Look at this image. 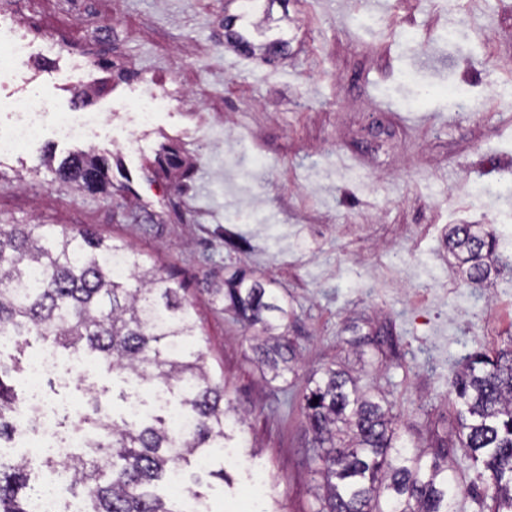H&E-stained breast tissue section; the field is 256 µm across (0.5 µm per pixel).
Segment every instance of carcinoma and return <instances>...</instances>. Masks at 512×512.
I'll use <instances>...</instances> for the list:
<instances>
[{"instance_id":"1","label":"carcinoma","mask_w":512,"mask_h":512,"mask_svg":"<svg viewBox=\"0 0 512 512\" xmlns=\"http://www.w3.org/2000/svg\"><path fill=\"white\" fill-rule=\"evenodd\" d=\"M153 166L171 173L179 169L177 154L164 147ZM109 170L107 158L78 151L59 163L56 174L98 192L111 185ZM448 252L471 282L512 271L484 224L454 226ZM115 257L128 274L113 273ZM181 291L183 285L146 267L139 253L101 235L54 224L0 225V335L17 344L34 337L140 387H162L191 421L177 434L167 415L132 422L92 402L77 424L89 433L87 447L68 464L69 486L83 498L85 512H181L156 488L173 469L217 452L228 439L224 425L231 407L224 406V387L214 382L198 347ZM208 292L244 325H262L251 349L270 380L295 373L296 345L282 332L288 312L273 289L238 269ZM348 343L383 353L376 336ZM13 371L0 362V443L16 434ZM450 385L462 405L453 447L486 484L478 512H512V341L465 358ZM300 411L326 489L317 512H457L448 439H436L430 451L403 439L386 397L360 387L345 368L329 366L311 376ZM28 468L21 458L0 461V512H29L31 495L23 493Z\"/></svg>"}]
</instances>
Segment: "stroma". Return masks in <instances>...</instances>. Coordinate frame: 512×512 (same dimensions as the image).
Here are the masks:
<instances>
[{
  "mask_svg": "<svg viewBox=\"0 0 512 512\" xmlns=\"http://www.w3.org/2000/svg\"><path fill=\"white\" fill-rule=\"evenodd\" d=\"M38 52L37 83L60 109L80 84L103 126L90 140L53 131L0 157V224L90 229L182 282L207 365L240 417L236 462L212 456L199 477L212 512H315L320 477L299 403L307 377L340 363L380 388L406 436L452 433V369L512 340V276L467 281L449 229L484 224L512 255V189L470 203V182L512 173V0H274L249 51L226 45L236 0H0ZM93 68L72 74L77 55ZM173 98L134 125L147 85ZM182 168L149 172L161 145ZM121 157L106 192L61 182L44 154ZM269 282L288 311L297 379L267 381L247 329L207 290L238 268ZM384 337L380 369L348 340ZM93 386L120 417L132 387L82 362L50 399L83 406ZM223 478H215L216 470ZM263 473L270 494L249 493Z\"/></svg>",
  "mask_w": 512,
  "mask_h": 512,
  "instance_id": "1",
  "label": "stroma"
}]
</instances>
